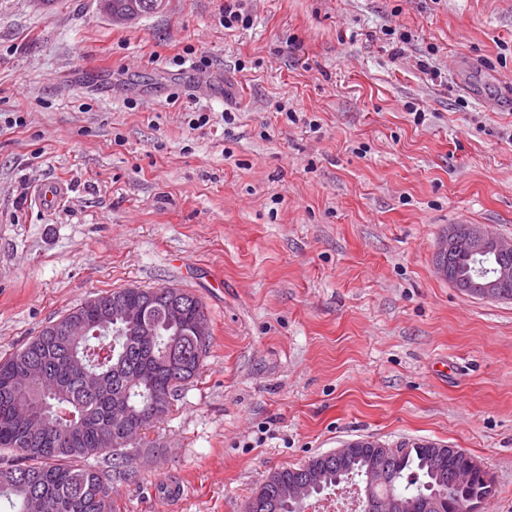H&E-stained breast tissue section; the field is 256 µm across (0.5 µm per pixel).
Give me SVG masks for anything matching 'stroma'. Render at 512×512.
I'll use <instances>...</instances> for the list:
<instances>
[{
  "label": "stroma",
  "instance_id": "obj_1",
  "mask_svg": "<svg viewBox=\"0 0 512 512\" xmlns=\"http://www.w3.org/2000/svg\"><path fill=\"white\" fill-rule=\"evenodd\" d=\"M227 2L0 0V359L97 294L181 288L211 345L113 512H245L359 438L462 449L512 512V300L434 266L452 224L512 239V0H244L246 30ZM113 0H99V7L108 8L107 15L113 25H125L143 14V10L150 12H160L166 8L167 0H147V2H137L139 0H130L126 7H118L110 4ZM101 2V3H100ZM234 2L237 3L224 6V16L221 23L227 29L236 27L247 28L251 22V15L243 7L242 1L234 0Z\"/></svg>",
  "mask_w": 512,
  "mask_h": 512
}]
</instances>
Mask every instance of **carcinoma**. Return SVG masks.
<instances>
[{
  "label": "carcinoma",
  "mask_w": 512,
  "mask_h": 512,
  "mask_svg": "<svg viewBox=\"0 0 512 512\" xmlns=\"http://www.w3.org/2000/svg\"><path fill=\"white\" fill-rule=\"evenodd\" d=\"M170 287L122 288L104 292L68 311L44 327L21 348L0 360V450L15 454L19 463L0 462V502L9 512H27L29 498L38 494L51 505L50 512H108L112 477L137 476V450L103 448L99 433L112 430V441L130 427H150L170 411L178 392L199 373L202 361L195 355L199 337L192 332L202 302L183 289L176 302L181 320L168 319ZM141 308L140 320H112L116 308ZM182 351L172 353L171 342ZM33 358L32 367L46 373L38 384L26 380L28 369L20 356ZM105 377L94 389L84 386L71 365L72 355ZM50 419L57 436L53 447H40L24 439L29 417ZM433 442H414L408 450L384 462L390 476L374 496L400 493L412 498L430 497L429 512H463L470 499L486 493L483 476L458 483L453 473L468 467L470 456L435 455ZM370 448L359 447L346 460L326 455L314 457L308 469L282 468L267 485L273 512H298L288 497V484L298 482L303 496L311 498L343 482L362 480ZM106 456L109 468L94 459Z\"/></svg>",
  "instance_id": "carcinoma-1"
}]
</instances>
